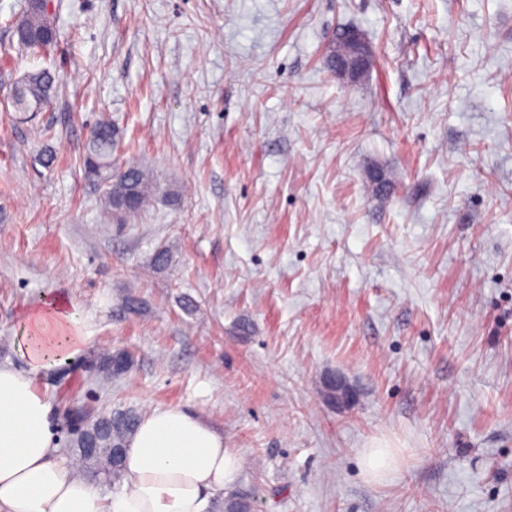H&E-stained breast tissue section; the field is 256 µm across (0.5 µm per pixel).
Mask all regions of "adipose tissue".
<instances>
[{
    "mask_svg": "<svg viewBox=\"0 0 512 512\" xmlns=\"http://www.w3.org/2000/svg\"><path fill=\"white\" fill-rule=\"evenodd\" d=\"M80 324L62 302L31 310L22 350L28 371L0 365V512H207L240 460L221 432L179 408L142 418L128 441L119 493L102 494L57 463L51 406L35 378L81 351Z\"/></svg>",
    "mask_w": 512,
    "mask_h": 512,
    "instance_id": "adipose-tissue-1",
    "label": "adipose tissue"
}]
</instances>
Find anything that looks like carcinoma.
<instances>
[{"label":"carcinoma","instance_id":"1","mask_svg":"<svg viewBox=\"0 0 512 512\" xmlns=\"http://www.w3.org/2000/svg\"><path fill=\"white\" fill-rule=\"evenodd\" d=\"M14 32L24 34L18 39L24 49L46 50L56 42L54 19L45 6L27 4L22 16L14 23ZM54 78L45 71L26 72L11 88L12 105L17 112H42L51 102ZM118 147V130L112 120H99L91 132L84 157V174L87 179L102 187L101 202L109 213L126 219L147 209L157 186L149 174L135 165L122 169L116 165L114 153ZM83 416L90 423L72 441L71 454L81 467L95 471L106 480L122 479L123 460L112 457V449L124 448L141 416L133 411H118L101 423L96 421L93 410ZM92 440L97 451L90 455L85 444ZM243 496L220 497L212 505L215 512H240L247 506Z\"/></svg>","mask_w":512,"mask_h":512}]
</instances>
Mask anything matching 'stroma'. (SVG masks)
<instances>
[{
  "label": "stroma",
  "instance_id": "stroma-1",
  "mask_svg": "<svg viewBox=\"0 0 512 512\" xmlns=\"http://www.w3.org/2000/svg\"><path fill=\"white\" fill-rule=\"evenodd\" d=\"M23 7L0 0V364L26 369L31 308L78 311L80 368L36 379L56 441L93 391L223 432L255 512H512V0H51L48 53ZM343 27L375 52L355 83L325 64ZM39 70L26 119L7 96ZM104 116L159 186L126 224L83 173ZM118 350L124 375L84 370ZM48 1V0H47ZM50 1L47 3L49 9ZM44 5L32 2L14 23V34H18L19 47L32 50H46L56 42V27L54 19ZM19 33L24 34L23 38ZM54 78L45 70L26 72L11 88L12 105L23 114L43 112L54 93ZM395 461L389 448H365L361 452L364 473L374 480L391 469Z\"/></svg>",
  "mask_w": 512,
  "mask_h": 512
}]
</instances>
